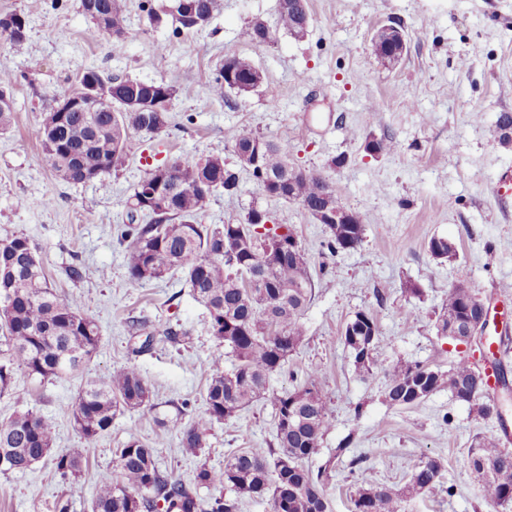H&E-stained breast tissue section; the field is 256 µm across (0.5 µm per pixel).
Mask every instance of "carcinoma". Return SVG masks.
I'll return each instance as SVG.
<instances>
[{
    "instance_id": "cac0c4a2",
    "label": "carcinoma",
    "mask_w": 512,
    "mask_h": 512,
    "mask_svg": "<svg viewBox=\"0 0 512 512\" xmlns=\"http://www.w3.org/2000/svg\"><path fill=\"white\" fill-rule=\"evenodd\" d=\"M179 0H164L148 11L149 23H167L173 33L205 28L220 0H188L201 21L187 26L174 13ZM82 13L99 30L121 39L128 33L124 0H80ZM311 16L308 0H279L277 27L296 39L307 35ZM259 73L244 57L224 59L210 84V93L224 98L231 92L256 88ZM112 111L67 112L54 128L42 125L39 162L61 180L86 184L110 171H118L127 158V144L134 133L158 134L169 126V112H130L127 101L163 95L171 101L174 86L161 81H141L113 76ZM226 139L237 165L247 171L260 190L273 175L279 183L273 197L301 206L329 238L324 247L331 254L352 250L363 238V224L336 223L331 212L339 201V188L326 177L306 171L290 161L288 145L265 138L248 125L228 129ZM173 174L163 181L169 197L166 209L136 213L144 183L164 176L166 164L148 169L134 185L129 200V224L121 233L128 242L125 265L128 282L140 286L169 275H180L193 297L209 313L218 342L208 371L201 421L180 430V447L197 457L207 443L210 426L235 417L253 403L264 400L274 413V442L266 448L241 449L228 454L224 467L197 466L193 484L164 473L153 449L139 439L117 449L114 468L99 479L91 512H240L245 499H266L271 512H320V499L331 478L334 460L350 445L346 437L334 459L317 470L307 462L320 448L332 426L328 402L318 372L292 391L270 390L271 377L282 369L305 336L302 316L315 295L306 252L295 257L288 242L297 238L288 216L272 218L250 209L238 224H203L200 217L213 198L222 192H239V173L224 157L186 154L171 161ZM437 259L454 256V246L442 237L428 242ZM11 278L12 287L0 292V332L5 350L0 354V397L11 387L15 371L41 379H59L83 373L100 341L97 324L83 313L76 296H61L49 284L36 248L24 236L0 241V279ZM467 289L457 284L448 290L436 324L437 335L462 325L475 313L465 302ZM380 330L374 317L356 313L341 333L355 364L369 369ZM231 360L224 368V358ZM446 388L456 399L488 415L495 403L478 366L463 357L448 370L425 365L395 366L386 373L382 392L392 406L420 403ZM151 391L133 366L115 369L107 378L85 376L72 407L74 427L87 440L109 431L114 417L150 402ZM55 421L32 411L17 412L0 424V472L24 473L49 456L56 442ZM366 458L349 462L350 474L360 483L353 512H403V496L368 478ZM80 453L56 458L55 473L73 487L81 471ZM469 465L481 477L483 498L492 504L512 503V452L480 439L469 449ZM441 466L432 458L421 461L412 473L409 488L424 491L435 487ZM220 487L225 493L205 499L198 490Z\"/></svg>"
}]
</instances>
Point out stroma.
<instances>
[{
	"label": "stroma",
	"mask_w": 512,
	"mask_h": 512,
	"mask_svg": "<svg viewBox=\"0 0 512 512\" xmlns=\"http://www.w3.org/2000/svg\"><path fill=\"white\" fill-rule=\"evenodd\" d=\"M160 3L127 0L128 34L114 39L81 12L79 0H0V14L16 12L28 22L23 53L0 46V71L17 78L11 127L0 134V239L29 238L51 286L80 297L99 325L88 373L107 377L131 365L152 390L149 406L118 413L107 433L89 441L72 422L77 378L17 372L0 397V421L29 409L54 418L57 439L52 456L33 469L0 473V512H58L65 498L70 512H88L101 474L113 469L116 449L133 437L187 484L199 462L220 469L229 452L272 441V408L261 401L213 424L200 457L182 453L179 430L202 416L217 342L206 308L179 277L129 286L120 240L127 197L145 169L195 152L235 164L225 132L242 124L288 143L292 162L335 183L341 203L364 224L359 247L330 255L323 225L300 206L263 194L245 172L240 193L217 194L203 218L235 224L253 207L287 215L308 254L316 288L303 315L306 333L272 385L292 390L310 372L320 374L333 425L308 465L335 462L325 488L328 512H351L358 486L349 460L359 455L375 483L405 493V512H512L484 500L468 463L479 438L512 451V429H502L512 425L511 398L499 419L481 417L446 389L409 408L382 399L394 366L444 368L460 357L482 363L479 341L436 333L453 285L465 284L512 314V196L498 199L488 191L492 179L512 171V143L497 128L499 115L512 113V0H309L311 25L300 40L276 29L279 0H222L205 29L180 35L149 25L147 9ZM258 19L275 29L268 42L250 36ZM384 25L400 27L406 37V52L391 65L372 49ZM232 55L248 58L263 79L251 91L215 99L209 85ZM88 66L107 76L163 80L176 93L166 131L133 135L121 170L73 185L38 164V133L44 113ZM369 137L394 147L370 153ZM433 237L453 243L454 257H432ZM72 266L79 279L67 277ZM359 311L371 313L380 329L367 372L341 340ZM170 330L178 341L167 339ZM349 435L351 448L336 457ZM76 449L84 462L80 493L70 498L53 459ZM425 457L440 463L442 478L435 488L409 491L411 473Z\"/></svg>",
	"instance_id": "1"
}]
</instances>
